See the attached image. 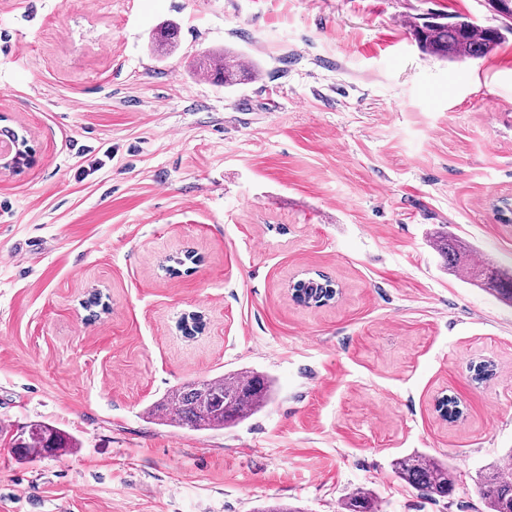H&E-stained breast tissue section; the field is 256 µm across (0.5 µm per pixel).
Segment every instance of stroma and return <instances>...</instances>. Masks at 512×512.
<instances>
[{
	"instance_id": "1",
	"label": "stroma",
	"mask_w": 512,
	"mask_h": 512,
	"mask_svg": "<svg viewBox=\"0 0 512 512\" xmlns=\"http://www.w3.org/2000/svg\"><path fill=\"white\" fill-rule=\"evenodd\" d=\"M438 13L501 23L488 0H0V141L36 158L0 173V425L80 442L26 462L0 437V512H343L360 488L483 512L475 476L512 451V306L433 241L512 265V39L424 54L407 23ZM224 48L258 76L195 70ZM88 147L112 160L81 180ZM318 273L335 303H294ZM241 369L275 393L236 427L147 419ZM413 453L456 471L451 497L397 477Z\"/></svg>"
}]
</instances>
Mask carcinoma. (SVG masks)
I'll list each match as a JSON object with an SVG mask.
<instances>
[{"mask_svg": "<svg viewBox=\"0 0 512 512\" xmlns=\"http://www.w3.org/2000/svg\"><path fill=\"white\" fill-rule=\"evenodd\" d=\"M501 17L502 26L485 28L465 17L448 22L437 19L408 22L420 49L450 61L478 59L490 53L512 34V0H491ZM195 68L213 75L227 87L250 81L258 75L253 65H245L240 56L228 49L212 51L197 59ZM435 249L448 256V263L458 262L461 246L448 241L445 234L434 240ZM497 295L512 302V271L494 266L481 270ZM335 295L331 279L303 278L293 286V299L320 305ZM271 402V383L254 371H236L194 381L174 389L148 409L147 415L161 424L188 428L192 431H218L232 427L262 412ZM79 447L69 433L46 423L35 421L16 429L11 435V448L23 459L53 457ZM395 473L408 485L430 497H449L455 491L457 476L447 464L426 454L407 455L395 460ZM480 495L487 512H512V474L503 465L479 476ZM344 512H378L371 491L359 489L342 502Z\"/></svg>", "mask_w": 512, "mask_h": 512, "instance_id": "obj_1", "label": "carcinoma"}]
</instances>
